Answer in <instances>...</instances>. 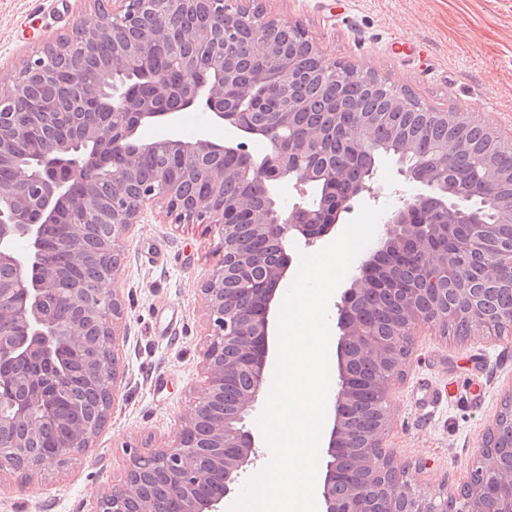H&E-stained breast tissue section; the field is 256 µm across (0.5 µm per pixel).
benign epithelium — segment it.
Masks as SVG:
<instances>
[{"instance_id":"obj_1","label":"benign epithelium","mask_w":512,"mask_h":512,"mask_svg":"<svg viewBox=\"0 0 512 512\" xmlns=\"http://www.w3.org/2000/svg\"><path fill=\"white\" fill-rule=\"evenodd\" d=\"M81 2L95 15L96 23L78 24L71 34L46 43L39 55L22 63L6 90H0V168L11 169L10 184L0 189V267L14 271L12 279L0 281V361L35 359L55 369L62 351L81 348L87 388L101 391L104 380L117 382L118 356L102 358L85 345V336L90 323L104 329L113 345L121 336L125 302L119 289L108 284L116 278L129 230L140 223L145 210L159 203L177 224L217 227L220 259L200 288L201 308L211 325L203 355L205 395L181 419L172 440L148 455H134L124 479L105 489L88 512H128L133 503L135 512H157L152 500L141 497L139 475L144 460L162 474L170 494L181 504L180 512H224V500L239 489V478L257 448L245 420L267 385L278 342L275 313L280 285L292 264L286 246L299 238L310 244L327 236L342 214L352 210L356 199L377 198L385 190L371 174L353 183L337 213L328 215L326 188L336 183V170L326 171L314 162L325 142L323 130L310 127L298 133L293 129L295 114L310 109V102L294 93L305 71L298 57L284 53L277 34L288 31L306 41L307 55L321 80L340 85L359 77L379 89L388 84L370 70L329 60L298 25L260 13L249 20L258 31L251 49L255 69L249 82L240 81L237 25L243 19L224 10V0ZM105 42L112 44V56L100 67L98 81L81 86L66 101L48 93L59 79L82 72ZM186 42L206 45L208 52L201 58H185L182 81L175 84L156 70L152 57L160 49L176 51ZM135 73L151 79L152 96L147 100L133 96L126 84L115 82ZM259 88L275 102L267 123L248 120L263 104L256 96ZM187 109L212 113L233 127L236 136L216 141L201 133L184 140L176 128L180 111ZM441 116L448 126V140L439 155L415 161L408 157L411 143H404L398 174L409 189L387 214L379 247L343 292L337 342L338 375L343 380L354 356L387 363L396 360L395 341L363 332L350 306L370 288L371 267L387 246L417 234L418 226L408 223L412 214L440 210L450 223L470 224V233L456 254L428 256L431 264L443 268L454 281L458 280L456 258L464 253L487 252L485 275L492 281L501 280L502 256L512 257V242L506 252L488 248L496 236L495 226L470 218V198L448 190L441 178L448 159L467 147L463 127L476 119L464 110ZM156 122L167 123L172 133L162 141L145 139L144 128ZM64 123L73 127L74 135L53 136L52 131ZM37 129L48 136L35 152L23 153L30 131ZM255 138L268 145L260 158L249 150L248 142ZM161 151L176 156L178 164L158 168L151 180H139L142 159ZM108 161L118 168L113 173L112 195L103 197L98 192L97 173L106 169ZM504 181L512 183V174L506 176L493 165L486 166V187ZM192 182L202 185L200 193L186 191L185 185ZM227 182L246 184L249 189L229 196L224 193ZM257 194L268 199L266 208L254 206ZM286 195L294 196L295 202L284 205ZM64 214L79 220L62 226ZM97 224L110 226L100 254L111 258V264L100 285L58 288L60 276L45 249L49 233L62 228L59 249L81 263L89 259L83 241ZM245 225L256 235L274 231L280 242L277 261L267 264L264 257L243 249L239 236ZM263 264L267 279L257 289L260 312L244 315L229 302L232 285L242 282L252 267ZM52 294L67 303V317L45 312L44 300ZM406 314L404 347L408 349L425 325L443 330L445 323L466 318L485 333L497 330L498 320L512 319L511 314L488 319L469 296L444 316L424 313L412 301L407 303ZM241 369L249 373L251 384L240 397L237 417L230 419L215 406L224 399L226 378ZM5 398L9 410L0 411V471L27 464L33 477L90 448L94 433L80 419L67 379L49 388L26 375L3 370L0 399ZM350 400L349 390L339 386L322 452L325 474L318 494L323 512H342L343 502L349 512H369L362 490L342 495L337 483L336 457L346 437L345 410ZM384 418L383 427L359 454L358 464L388 483L389 495L399 503L391 512H512V468L505 471L485 458L478 465L484 470L483 483L468 480L460 487L450 485L436 498L424 497L407 481L390 482L379 466H369L386 455L382 439L391 420L388 406ZM217 473L222 475L219 481Z\"/></svg>"}]
</instances>
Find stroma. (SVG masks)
<instances>
[{"label": "stroma", "mask_w": 512, "mask_h": 512, "mask_svg": "<svg viewBox=\"0 0 512 512\" xmlns=\"http://www.w3.org/2000/svg\"><path fill=\"white\" fill-rule=\"evenodd\" d=\"M327 58L368 69L442 112L466 110L512 140V0H260ZM76 0H0V84L43 40L79 21ZM206 224L154 209L130 231L115 283L125 302L124 378L91 447L27 480L0 473V512H87L133 454L167 444L203 394L208 325L199 288L218 261ZM512 389V333L460 338L423 329L390 390L383 445L414 487L463 484Z\"/></svg>", "instance_id": "stroma-1"}]
</instances>
